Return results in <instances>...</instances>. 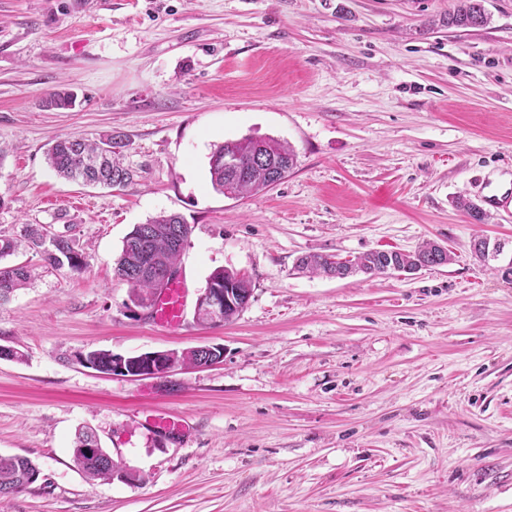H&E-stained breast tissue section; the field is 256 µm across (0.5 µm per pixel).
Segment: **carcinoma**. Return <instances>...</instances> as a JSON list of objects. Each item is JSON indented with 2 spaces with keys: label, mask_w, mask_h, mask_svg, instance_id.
<instances>
[{
  "label": "carcinoma",
  "mask_w": 512,
  "mask_h": 512,
  "mask_svg": "<svg viewBox=\"0 0 512 512\" xmlns=\"http://www.w3.org/2000/svg\"><path fill=\"white\" fill-rule=\"evenodd\" d=\"M484 0H454L448 11L447 24L452 29H480L489 23ZM76 96L68 89L50 93L46 106L65 109L73 106ZM121 143L110 135L98 141L62 136L54 139L46 152L48 166L57 176L85 184H98L115 187L131 182L134 171L120 162V152L116 148ZM264 148L271 160L288 162V169L296 166V153L291 145L271 137L256 139L246 136L239 140L226 141L217 146L209 160L210 182L214 190L229 198H239L259 193L269 187V179L263 167L253 166L258 147ZM232 155L241 165L250 170L248 178H238L224 167V157ZM457 207L464 210L475 224H483L486 214L464 196L456 198ZM192 228L177 214H160L143 224L135 225L123 240L120 255L116 261L115 276L128 285L129 301L132 305L150 309V295L154 294L158 283V272L178 268L179 258L188 244ZM28 248L41 254L51 267L68 265L71 269H83L85 262L74 247L73 238L65 232L54 234L45 226H26L20 237L0 238V259L14 254L19 247ZM413 255L402 251L374 250L354 259L340 261L333 255L309 254L299 259L298 267L310 273L330 274L340 266L347 275L362 272L377 275L405 270L413 267ZM30 271L23 264L0 266V302L17 289L27 285ZM233 282L237 288L251 287L250 280L229 269H218L208 277L206 284ZM88 360L102 373L111 371L112 352L90 350ZM97 445L93 432L83 430L78 433L73 448L75 464L87 475L95 478H112L115 474L108 453L100 450L95 457H88L83 449ZM40 477V469L30 458L22 455L0 456V497H7L31 488Z\"/></svg>",
  "instance_id": "carcinoma-1"
}]
</instances>
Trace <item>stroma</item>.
Segmentation results:
<instances>
[{"instance_id":"1","label":"stroma","mask_w":512,"mask_h":512,"mask_svg":"<svg viewBox=\"0 0 512 512\" xmlns=\"http://www.w3.org/2000/svg\"><path fill=\"white\" fill-rule=\"evenodd\" d=\"M453 0H0V235L71 231L86 266L26 250L0 304V455L42 477L0 512H512V206L472 223L457 196L512 193V0L446 26ZM68 88L74 108L50 110ZM120 134V187L58 178L53 137ZM290 143L296 167L243 198L216 192L215 145ZM173 213L179 326L127 308L114 275L134 225ZM503 250L482 261L473 240ZM448 249L407 275H312L299 257ZM233 269L252 297L230 324L194 306ZM219 345L163 378L78 363ZM183 418L158 439L150 411ZM96 431L119 479L74 465ZM30 271L26 265L15 264L11 266L0 265V302L17 289L24 288L30 280Z\"/></svg>"}]
</instances>
